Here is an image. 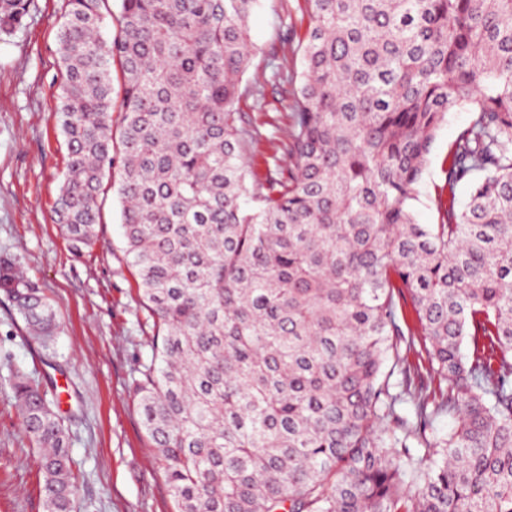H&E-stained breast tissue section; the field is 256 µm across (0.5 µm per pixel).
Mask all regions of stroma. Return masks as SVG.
Instances as JSON below:
<instances>
[{
    "mask_svg": "<svg viewBox=\"0 0 512 512\" xmlns=\"http://www.w3.org/2000/svg\"><path fill=\"white\" fill-rule=\"evenodd\" d=\"M63 13L64 0H29L22 25L0 31V257L26 272L49 299L58 325L55 350L47 352L0 296V512H45L38 451L19 425L9 385L18 371L56 382L62 392L70 451L82 473L76 512H176L151 464L134 395L153 329L124 259L117 197L105 195L99 240L84 256L72 255L50 220L68 155L59 125ZM306 20L304 0H261L250 23L256 53L245 82L261 77L269 57L280 54L287 25L302 29ZM266 94V111L254 110L248 96L237 104L260 127L250 162L261 175L282 136L290 90L270 86ZM469 117L463 109L450 113L436 136L415 204L419 223L437 221L442 162Z\"/></svg>",
    "mask_w": 512,
    "mask_h": 512,
    "instance_id": "35a3bbf8",
    "label": "stroma"
}]
</instances>
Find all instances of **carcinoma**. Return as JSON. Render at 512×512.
<instances>
[{
    "instance_id": "cac0c4a2",
    "label": "carcinoma",
    "mask_w": 512,
    "mask_h": 512,
    "mask_svg": "<svg viewBox=\"0 0 512 512\" xmlns=\"http://www.w3.org/2000/svg\"><path fill=\"white\" fill-rule=\"evenodd\" d=\"M305 2L306 31L284 34L301 72H274L284 140L259 177V128L236 111L265 104L268 80L242 86L258 0H120L116 17L65 0L51 221L80 256L116 191L155 329L135 395L177 512H512V0ZM27 9L0 0V28ZM457 108L471 118L420 224ZM0 292L51 348L50 304L1 259ZM12 392L45 512H75L57 385L18 372ZM470 114L465 109H458L450 113L448 123L438 132L429 155L427 171L423 181L418 187L419 201L415 204L417 220L420 224H434L437 222V211L434 200L437 188L443 185L444 174L442 162L450 144L459 131L469 121Z\"/></svg>"
}]
</instances>
